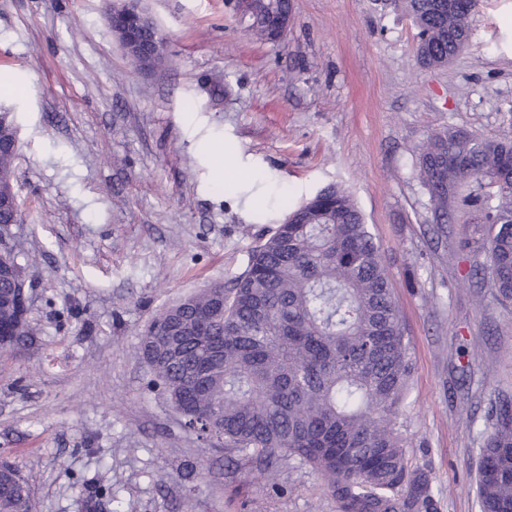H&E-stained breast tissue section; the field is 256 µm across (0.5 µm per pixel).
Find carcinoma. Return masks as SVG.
Here are the masks:
<instances>
[{"mask_svg": "<svg viewBox=\"0 0 512 512\" xmlns=\"http://www.w3.org/2000/svg\"><path fill=\"white\" fill-rule=\"evenodd\" d=\"M418 30L417 60L444 67L469 39L478 0H383ZM249 32L291 14L290 0H250ZM13 121L0 124V181H14ZM417 168L433 223L470 224L460 250L486 259L493 297L512 304V139L446 127ZM13 337L35 335L0 303ZM141 358L184 426L245 454L260 472L296 459L328 479L336 512H438L427 471L409 465L397 420L414 372L387 270L363 215L330 189L288 216L230 288L157 312ZM476 487L481 512H512V401L491 409ZM26 479L0 464V512H21Z\"/></svg>", "mask_w": 512, "mask_h": 512, "instance_id": "obj_1", "label": "carcinoma"}]
</instances>
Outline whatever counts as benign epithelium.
Returning a JSON list of instances; mask_svg holds the SVG:
<instances>
[{
	"instance_id": "1",
	"label": "benign epithelium",
	"mask_w": 512,
	"mask_h": 512,
	"mask_svg": "<svg viewBox=\"0 0 512 512\" xmlns=\"http://www.w3.org/2000/svg\"><path fill=\"white\" fill-rule=\"evenodd\" d=\"M108 22L129 59L149 57L156 64L165 59L168 41L154 19L141 6V0H121L110 9ZM16 201L14 184L0 183V210L13 211L15 224L19 222V213L15 210ZM3 276L16 284L19 304L23 310H29L30 296L26 280L9 268L3 272Z\"/></svg>"
}]
</instances>
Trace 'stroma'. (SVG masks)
<instances>
[{
	"label": "stroma",
	"instance_id": "stroma-1",
	"mask_svg": "<svg viewBox=\"0 0 512 512\" xmlns=\"http://www.w3.org/2000/svg\"><path fill=\"white\" fill-rule=\"evenodd\" d=\"M113 0H0L33 349L0 354V463L32 512H336L325 477L229 464L183 429L142 361L159 309L227 287L288 214L346 189L380 248L415 357L401 430L439 512H480L488 413L512 396V305L431 221L416 167L444 126L512 137V0H480L447 67L376 0H292L283 41L225 0H143L169 57L135 66Z\"/></svg>",
	"mask_w": 512,
	"mask_h": 512
}]
</instances>
